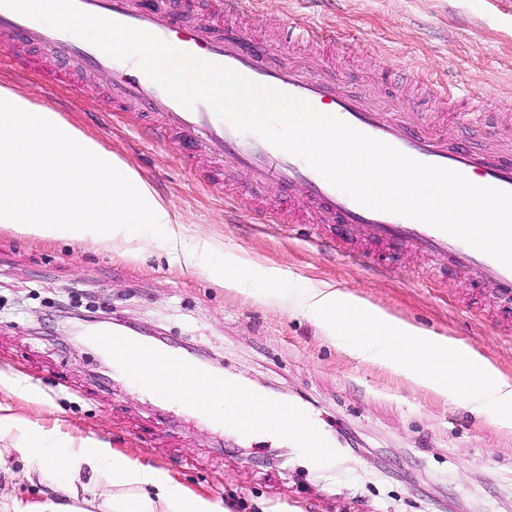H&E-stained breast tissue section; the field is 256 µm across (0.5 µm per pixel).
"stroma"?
Wrapping results in <instances>:
<instances>
[{"instance_id": "1", "label": "stroma", "mask_w": 512, "mask_h": 512, "mask_svg": "<svg viewBox=\"0 0 512 512\" xmlns=\"http://www.w3.org/2000/svg\"><path fill=\"white\" fill-rule=\"evenodd\" d=\"M243 29L261 33L280 66L315 62L346 89L375 102L397 99L393 80L426 78L423 95L448 85L482 98L488 117L445 122L449 141L478 153L512 145V0H243ZM307 22L334 31L328 53L278 42ZM29 91L84 133L128 161L186 222L187 241L279 268L284 282L329 284L430 333L461 341L512 380V331L496 325L493 289L471 297L466 284L434 275L424 257L398 255L380 275L345 264L317 246L308 228L261 223L226 206L187 167L176 141L149 145L135 112L96 109L107 77L83 91L19 74L0 51V84ZM125 248L20 235L0 224V371L27 376L43 403L17 399L16 413L72 439L93 437L138 462L168 471L226 512H512V427L472 411L403 374L352 354L313 321L227 288L178 262L158 243ZM64 303L90 318H111L161 345L198 353L225 379L303 411L336 448L331 466L312 465L298 448L243 437L213 425L132 377L89 341L70 336ZM0 501L39 500L28 464L0 441Z\"/></svg>"}]
</instances>
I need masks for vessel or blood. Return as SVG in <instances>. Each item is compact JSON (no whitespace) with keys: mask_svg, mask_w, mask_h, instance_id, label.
<instances>
[{"mask_svg":"<svg viewBox=\"0 0 512 512\" xmlns=\"http://www.w3.org/2000/svg\"><path fill=\"white\" fill-rule=\"evenodd\" d=\"M83 11L142 29L164 39L178 50L231 68L247 78L310 102L317 110L333 114L360 132L386 142L411 158L449 168L463 174L479 186H491L512 192V159H488L471 153L466 147H449L437 133L436 120L415 122L405 110L385 111L368 107L362 97L339 90L335 74H321L310 68H279L269 52L254 44L235 27L242 0H208L204 18L195 26H184L174 7L147 8L139 0H76ZM24 42L44 50L51 57L71 56L89 72H111L113 90L105 100L108 112L140 111L142 134L150 142L178 136L187 159L196 151L207 152L214 162H228L251 171L259 180L290 188L291 210L268 215L273 224H289L295 213L317 209L326 223L338 225L330 241L344 261L357 256L342 247L344 234L358 232L371 247L418 253L439 260L440 275H447L443 262L453 258L460 273L477 281H489L503 295H512V269L467 243L428 224L404 216L366 208L340 191L304 160L284 152L261 137L236 130L216 116L212 108L199 102L185 108L158 84L139 71L130 61H119L72 34L48 28L41 22L0 7V46ZM450 117L467 124L475 113L483 111L479 97L450 88H442ZM99 341L112 352L131 356L144 354L150 364L166 371L167 395L185 394L193 385L205 387L211 398H224L230 388L218 371L202 368L191 354L167 347L163 351H144L138 339L117 330L101 331ZM287 431L297 447L315 448L320 432L301 414H287Z\"/></svg>","mask_w":512,"mask_h":512,"instance_id":"b4317fda","label":"vessel or blood"}]
</instances>
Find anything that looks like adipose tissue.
Listing matches in <instances>:
<instances>
[{"instance_id": "1", "label": "adipose tissue", "mask_w": 512, "mask_h": 512, "mask_svg": "<svg viewBox=\"0 0 512 512\" xmlns=\"http://www.w3.org/2000/svg\"><path fill=\"white\" fill-rule=\"evenodd\" d=\"M0 224L21 234L128 243L136 229L179 261L227 287L251 277L260 298L314 320L353 353L395 368L446 397L468 395L474 411L512 415V381L470 347L424 331L349 292L284 283L264 267L211 241L185 248L181 215L126 160L26 92L0 85ZM40 401L26 377L0 372V440L33 459L42 500H12L0 512H223L168 471L141 464L95 439L73 441L16 415L11 397Z\"/></svg>"}]
</instances>
